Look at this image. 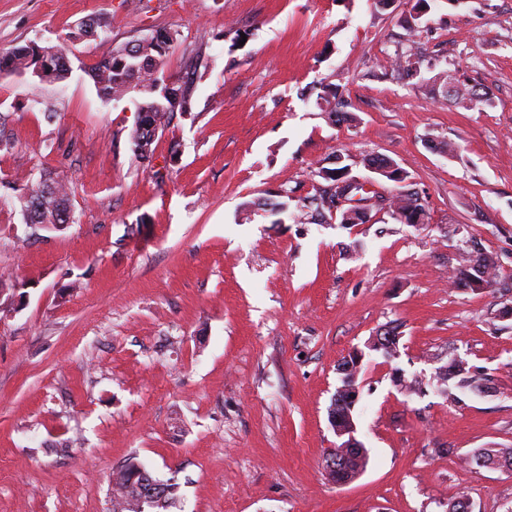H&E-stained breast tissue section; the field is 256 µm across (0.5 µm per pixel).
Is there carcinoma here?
<instances>
[{"label":"carcinoma","mask_w":512,"mask_h":512,"mask_svg":"<svg viewBox=\"0 0 512 512\" xmlns=\"http://www.w3.org/2000/svg\"><path fill=\"white\" fill-rule=\"evenodd\" d=\"M107 27L99 20L80 23L69 33L67 41L75 42L88 37L99 36L98 30ZM174 42V34L158 28L150 34L132 40L120 46H114L103 52L89 68V75L97 91L106 103L119 102L132 92L139 93L135 100L138 112L137 122L129 140L136 161L150 163L154 156L152 145L158 134L170 126L176 109H185L194 96L196 85L193 75L198 59H191L186 66L185 75L171 77L164 73V64ZM71 68L65 49V43L44 44L26 43L16 45L7 52H0V75L23 76L27 73L42 83H62L70 74ZM445 85L453 96L460 101L478 100L481 95L475 89L460 91L452 75L443 76ZM346 166L321 168L317 176L325 181L315 194L305 200L304 207L315 210L323 216L336 208V182L338 173ZM279 200L266 199L258 203V209L279 214L287 211L289 191L282 188L275 193ZM20 199L24 203V222L45 229L58 230L73 222V210L67 185L51 172L44 171L21 189ZM392 216L397 221L410 219L419 207L417 198L412 194L398 192L388 198ZM497 262L488 254L476 259L466 258L464 264L456 269L458 282L469 286V278L479 271L485 276L487 284L496 278ZM458 379V386L478 390L485 388L483 379L466 369L465 363L452 359L444 366L443 381ZM470 465H499L512 467V448H480L478 454L466 457ZM368 464L362 456L350 451L327 453L323 467L329 477L336 478V469L344 470V475L354 477ZM152 476L147 467L135 456H130L118 467L112 478V512H175L180 508L177 495L178 486L168 480L162 496L149 503L143 500V481Z\"/></svg>","instance_id":"cac0c4a2"}]
</instances>
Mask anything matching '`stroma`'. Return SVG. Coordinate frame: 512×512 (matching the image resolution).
<instances>
[{
    "label": "stroma",
    "instance_id": "1",
    "mask_svg": "<svg viewBox=\"0 0 512 512\" xmlns=\"http://www.w3.org/2000/svg\"><path fill=\"white\" fill-rule=\"evenodd\" d=\"M415 2L0 0V50L107 23L67 43L65 82L0 77V512H109L132 454L176 479L183 512H448L462 491L512 512V470L464 462L512 448V0H435L412 29ZM156 28L174 34L167 74L201 65L148 169L134 103H103L86 69ZM406 48L410 79L390 66ZM446 71L491 105L458 104ZM324 84L346 121L318 105ZM368 154L407 172L422 223L294 220L336 155L392 190ZM45 170L70 190L61 230L25 224L15 194ZM282 187V218L244 219ZM469 252L496 257L492 287H449ZM391 325L387 359L370 344ZM356 350L369 462L339 486L328 408ZM452 358L487 390L441 388Z\"/></svg>",
    "mask_w": 512,
    "mask_h": 512
}]
</instances>
